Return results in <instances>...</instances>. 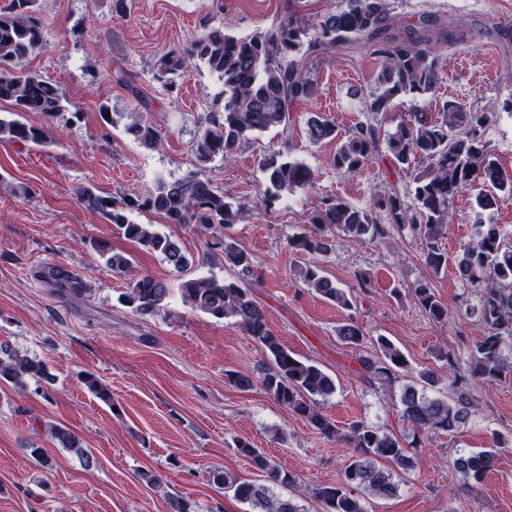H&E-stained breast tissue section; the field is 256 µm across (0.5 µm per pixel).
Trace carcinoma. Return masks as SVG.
Segmentation results:
<instances>
[{
    "label": "carcinoma",
    "mask_w": 512,
    "mask_h": 512,
    "mask_svg": "<svg viewBox=\"0 0 512 512\" xmlns=\"http://www.w3.org/2000/svg\"><path fill=\"white\" fill-rule=\"evenodd\" d=\"M33 3L34 0H11L0 9V102L10 105V110L0 113V142L4 143H48L44 127L28 123L25 114L37 112L54 117L64 108L65 97L57 86L33 71L16 67L42 44V26L34 16ZM388 19V0H342L339 8L322 16L311 35L309 26L294 15L251 36H239L224 26L207 27L190 45L165 52L156 63V74L158 80L172 88L175 77L186 67V60L193 59L217 75L224 85L222 110L211 113L196 135L194 154L201 167L219 155L233 154L261 133L276 131L279 149L258 159L265 183L262 203L270 207L296 189L313 186L315 180L314 171L292 157L295 123L291 108L315 93L306 59L352 39L376 42L380 67L368 100L371 122L359 125L337 144L334 163L350 173L361 171L378 148L375 122L395 106L410 103V119L387 137L386 150L394 162L415 165L414 203L408 206L398 193L390 191L377 197L373 207L386 213L390 223L400 229L408 227L421 237L425 262L435 273L448 266L441 239L449 223L450 201L464 189H479L474 218L477 232L458 261V271L461 279L481 288L478 323L483 340L471 354L468 378L492 383L512 373V363L502 356L503 341L512 339V247L504 243L499 225L483 220L484 213L497 206L499 194H512V176L502 170L484 139L485 127L496 113L474 112L453 100L434 99L438 84L435 49L414 36L400 42L383 37ZM422 103L430 111L420 109ZM306 127L313 143L336 139L335 127L319 115L309 117ZM124 133L144 148L158 146L156 129L146 120L126 126ZM81 198L127 240L162 255L181 273L189 270L192 260L154 225L133 221L132 212L148 211L167 224L226 229V233L212 236L208 247L211 254L221 255L224 264L236 269V276L231 280L214 275L187 276L180 283L184 302L212 318L233 320L262 345L270 360V368L261 377L264 390L324 438L353 449L341 482L315 489L314 497L322 512H366L355 494L357 489L376 498L396 495V469H405L411 463L403 440L362 421L343 430L319 411L318 400L336 392V380L318 364L296 357L282 344L247 288L256 274L254 261L227 233L243 219L244 205L227 201L224 192L198 172L174 181L160 178L146 195L138 198H116L91 188L82 189ZM337 230L360 238L375 233L378 225L370 210L352 207L339 198L325 199L310 228L289 238L288 245L302 254H325L330 251L331 238ZM95 249L117 274L130 266L126 255L112 251L105 242L96 243ZM297 274L327 301L341 308L352 306L351 294L338 287L321 266L306 262L298 267ZM412 292L415 303L429 318L436 322L447 320V307L428 283L417 284ZM168 294L163 281L145 274L130 283L118 300L140 315H151L164 309ZM336 336L359 353L358 362L364 375L371 379L387 382L408 368L404 353L384 337L376 340V353H363L366 336L352 321L338 325ZM439 360L448 369L451 396L425 394L427 388L439 383L438 375L430 370L420 373V387L407 386L401 394L402 416L415 438L458 431L471 415V398L456 375V355L444 351ZM29 379H50L46 366L8 344H0V383L23 390ZM52 437L59 447L73 452L84 467L96 465L90 450L82 447L69 430L56 427ZM502 447L504 442L495 435L490 448L461 455L453 460L452 467L473 487L494 467ZM238 450L250 459L262 482L240 481L222 469H214L209 472L212 484L249 504L253 512H304L293 499L273 492L275 486L294 485L293 474L244 441L238 442ZM382 461L392 463L394 468L380 466Z\"/></svg>",
    "instance_id": "obj_1"
}]
</instances>
